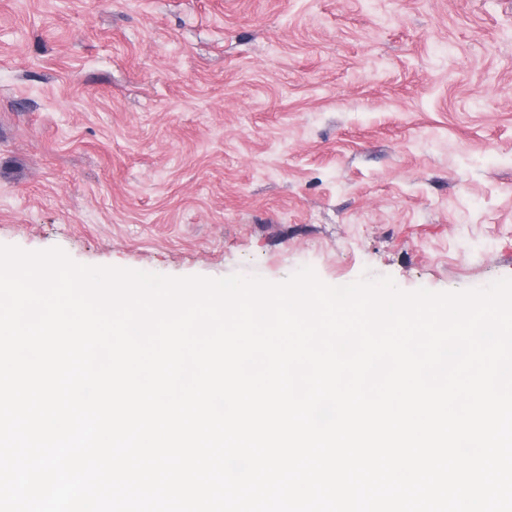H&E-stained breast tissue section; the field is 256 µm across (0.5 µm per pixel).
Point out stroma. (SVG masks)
<instances>
[{
  "label": "stroma",
  "mask_w": 512,
  "mask_h": 512,
  "mask_svg": "<svg viewBox=\"0 0 512 512\" xmlns=\"http://www.w3.org/2000/svg\"><path fill=\"white\" fill-rule=\"evenodd\" d=\"M0 246L512 278V0H0Z\"/></svg>",
  "instance_id": "stroma-1"
}]
</instances>
